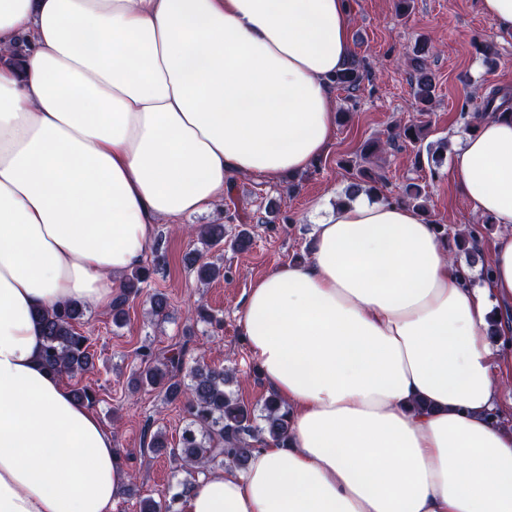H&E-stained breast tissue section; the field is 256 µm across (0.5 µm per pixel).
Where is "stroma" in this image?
Instances as JSON below:
<instances>
[{
  "mask_svg": "<svg viewBox=\"0 0 512 512\" xmlns=\"http://www.w3.org/2000/svg\"><path fill=\"white\" fill-rule=\"evenodd\" d=\"M348 24L352 55L366 59L375 74L356 94L336 91L333 105L342 117L326 155L292 182L272 185L255 176L235 177L232 192L207 211L156 224L151 246L160 255V269L151 275L147 293L130 299L123 324H113L111 312L88 309L77 326L91 337L96 358L93 370L71 378L70 384L96 391L93 409L123 449L142 495L165 500L169 488L187 478L168 455L150 450L144 427L162 432L174 445L187 421L182 404L165 400L158 391L130 393L128 381L140 364V351L186 346L188 362L233 369V391L250 405H262L269 390L256 376L257 364L239 331L245 295L279 266L306 259L314 219L335 208L351 180L342 160L354 158L366 139L418 120L412 71L403 55L419 41L432 46L425 60L436 85L428 116L430 137L447 138L450 154L466 130L467 121L460 115L465 97L492 88L512 93V39L500 37L480 12L478 0H414L411 13L404 16L397 15L393 0H350ZM377 164L385 176L382 196L397 197L407 183L416 182L425 187L432 219L451 228L478 223L455 187L450 155L433 173L415 168L411 149L399 145L389 148ZM233 213L241 215V222H228ZM223 223L232 233L247 226L253 244L244 252L228 245L211 250L208 260L223 266L224 275L200 285L185 266L186 256L200 248L194 230ZM154 292L167 298L165 318L149 313ZM201 305L210 309L214 324L197 321Z\"/></svg>",
  "mask_w": 512,
  "mask_h": 512,
  "instance_id": "1",
  "label": "stroma"
}]
</instances>
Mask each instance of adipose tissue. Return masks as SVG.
<instances>
[{
    "instance_id": "1",
    "label": "adipose tissue",
    "mask_w": 512,
    "mask_h": 512,
    "mask_svg": "<svg viewBox=\"0 0 512 512\" xmlns=\"http://www.w3.org/2000/svg\"><path fill=\"white\" fill-rule=\"evenodd\" d=\"M348 0H0V512H114L130 472L44 368L37 311L107 310L163 218L232 180L276 184L336 134ZM496 224L471 282L412 206L357 196L309 256L259 279L239 325L288 405L287 447L197 478L183 512H512V115L456 152Z\"/></svg>"
}]
</instances>
